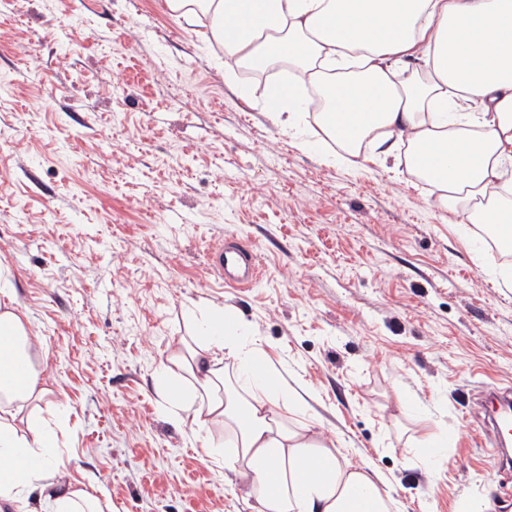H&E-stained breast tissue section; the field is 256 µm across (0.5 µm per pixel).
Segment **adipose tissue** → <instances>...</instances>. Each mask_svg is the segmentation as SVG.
I'll return each mask as SVG.
<instances>
[{"label":"adipose tissue","mask_w":512,"mask_h":512,"mask_svg":"<svg viewBox=\"0 0 512 512\" xmlns=\"http://www.w3.org/2000/svg\"><path fill=\"white\" fill-rule=\"evenodd\" d=\"M171 13L205 20L224 51V77L259 60L287 61L288 90L267 95L269 121L287 128L313 103L332 161L404 149L408 174L435 190L459 224H487L512 239V0H166ZM0 266V502L15 512H102L95 476L66 480L56 428L16 422L46 395L43 346ZM229 308L196 324L156 380L177 425L223 427L233 471L257 512H390V492L354 466L315 422L289 426L282 405L305 401L288 373L241 345Z\"/></svg>","instance_id":"1"}]
</instances>
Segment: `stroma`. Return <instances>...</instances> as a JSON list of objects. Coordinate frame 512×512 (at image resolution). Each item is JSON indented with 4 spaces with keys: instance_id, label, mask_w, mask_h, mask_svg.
<instances>
[{
    "instance_id": "1",
    "label": "stroma",
    "mask_w": 512,
    "mask_h": 512,
    "mask_svg": "<svg viewBox=\"0 0 512 512\" xmlns=\"http://www.w3.org/2000/svg\"><path fill=\"white\" fill-rule=\"evenodd\" d=\"M165 0H0V265L42 340L69 477L111 512H255L224 430L171 423L153 380L195 317L234 308L309 392L289 422L371 467L393 512H512L481 393L512 388V287L475 224H451L398 156L324 155ZM262 277L228 288L223 240ZM444 447H430L437 435Z\"/></svg>"
}]
</instances>
